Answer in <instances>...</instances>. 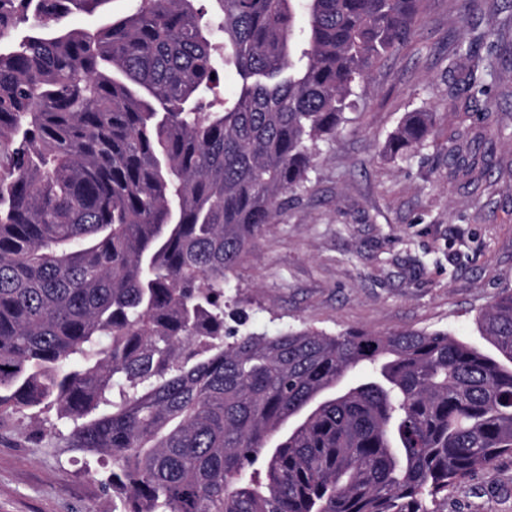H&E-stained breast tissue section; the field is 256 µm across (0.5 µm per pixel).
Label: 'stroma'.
Masks as SVG:
<instances>
[{
    "mask_svg": "<svg viewBox=\"0 0 512 512\" xmlns=\"http://www.w3.org/2000/svg\"><path fill=\"white\" fill-rule=\"evenodd\" d=\"M506 0H426L409 42L374 69L335 139L322 143L306 188L292 191L224 289L246 330H446L492 353L476 319L512 289V59L493 78V166L484 185L448 178V139L467 126L450 88L457 44L495 28ZM436 115L411 157L384 146L405 113ZM110 460L45 448L0 424V512H122L100 485ZM437 512H512V456L448 489Z\"/></svg>",
    "mask_w": 512,
    "mask_h": 512,
    "instance_id": "1",
    "label": "stroma"
}]
</instances>
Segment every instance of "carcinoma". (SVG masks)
Returning a JSON list of instances; mask_svg holds the SVG:
<instances>
[{
    "label": "carcinoma",
    "instance_id": "1",
    "mask_svg": "<svg viewBox=\"0 0 512 512\" xmlns=\"http://www.w3.org/2000/svg\"><path fill=\"white\" fill-rule=\"evenodd\" d=\"M108 2L0 0V419L111 460L125 512H436L512 455L511 289L478 317L496 357L444 330L224 327L226 283L423 0H137L100 22ZM491 36L455 51L479 124L448 179L475 188ZM433 123L406 113L387 152Z\"/></svg>",
    "mask_w": 512,
    "mask_h": 512
}]
</instances>
